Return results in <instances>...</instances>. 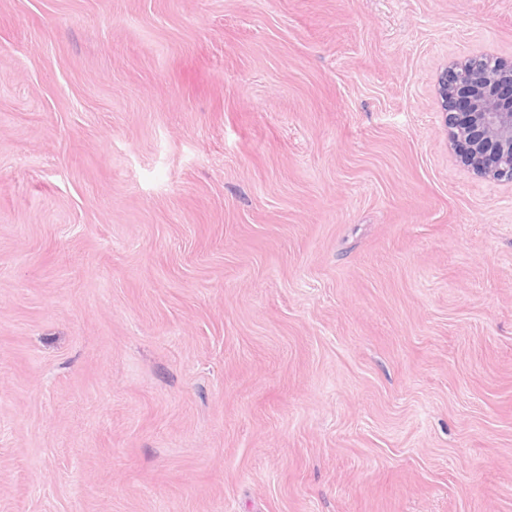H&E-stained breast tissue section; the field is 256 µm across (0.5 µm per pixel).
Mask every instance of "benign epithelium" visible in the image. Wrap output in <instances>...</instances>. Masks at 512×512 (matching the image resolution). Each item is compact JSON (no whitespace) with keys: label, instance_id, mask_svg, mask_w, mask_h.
Instances as JSON below:
<instances>
[{"label":"benign epithelium","instance_id":"1","mask_svg":"<svg viewBox=\"0 0 512 512\" xmlns=\"http://www.w3.org/2000/svg\"><path fill=\"white\" fill-rule=\"evenodd\" d=\"M438 95L457 162L512 182V63L483 57L450 64Z\"/></svg>","mask_w":512,"mask_h":512}]
</instances>
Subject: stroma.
Instances as JSON below:
<instances>
[{"label": "stroma", "mask_w": 512, "mask_h": 512, "mask_svg": "<svg viewBox=\"0 0 512 512\" xmlns=\"http://www.w3.org/2000/svg\"><path fill=\"white\" fill-rule=\"evenodd\" d=\"M480 56L512 0H0V512H512ZM438 95L457 162L512 182V63L475 57L450 64Z\"/></svg>", "instance_id": "1"}]
</instances>
